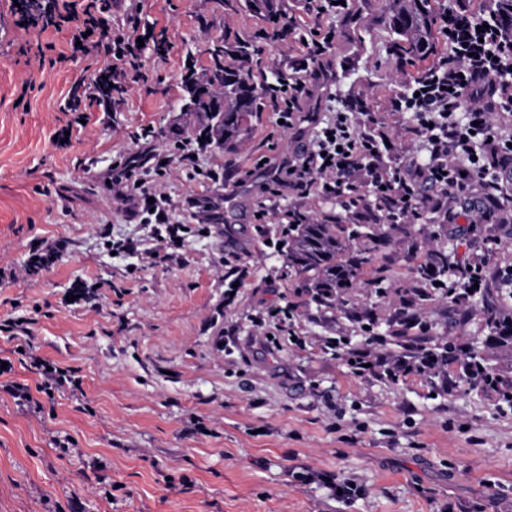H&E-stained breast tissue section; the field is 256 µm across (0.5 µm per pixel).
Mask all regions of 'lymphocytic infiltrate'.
<instances>
[{
	"label": "lymphocytic infiltrate",
	"mask_w": 512,
	"mask_h": 512,
	"mask_svg": "<svg viewBox=\"0 0 512 512\" xmlns=\"http://www.w3.org/2000/svg\"><path fill=\"white\" fill-rule=\"evenodd\" d=\"M455 0L440 18L449 53L430 65L424 76L406 82L392 101L395 111L409 113L412 129L420 137L421 152L385 163L383 143L369 129L368 109L347 103L313 127L310 149L299 156L272 164L275 196L292 193L317 195L331 200L346 198L355 208L366 199L385 214L391 224H421L428 214L443 212L449 223L461 214L452 200L479 185L487 202L503 206L504 179L498 159L512 157V0ZM112 0H18L11 6L16 30L62 31L75 26L72 55L104 58L93 83L76 85L64 110L74 119H89L92 109L110 111L120 92L119 70L136 67L139 40H150L152 31L133 38L107 27L106 13ZM351 0H307L301 21L291 71L283 78L272 99L285 128H293L304 99L313 63L327 59L332 42L322 34L324 19L345 16ZM128 180L118 198L135 217L153 214L152 238L159 246H179L190 233L187 224L169 221L170 200L150 196L133 180V167H126ZM374 338L348 350L353 374L360 378L384 377L397 381L411 375L443 373L438 361L377 352Z\"/></svg>",
	"instance_id": "f902f5d3"
}]
</instances>
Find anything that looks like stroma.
<instances>
[{
    "mask_svg": "<svg viewBox=\"0 0 512 512\" xmlns=\"http://www.w3.org/2000/svg\"><path fill=\"white\" fill-rule=\"evenodd\" d=\"M391 0H358L348 18L324 20L333 31L335 78L310 83L304 110L328 118L338 101L363 98L389 142L386 159L415 150L407 115L391 100L417 68L395 50L387 23ZM153 28L138 66L111 112L93 111L67 148L53 143L62 109L77 83L91 84L100 60L78 57L37 66L33 50L51 42L68 52L72 28L0 38V324L22 319L27 334L0 332V512H512V405L468 378L444 391L439 379L399 382L352 374L325 353L324 340L346 347L364 338L351 311L377 318L386 335L402 308L412 272L428 256L447 254L463 266L483 261L490 287L512 266V218L467 230L435 213L427 224H394L380 248V289L349 292L347 312L312 301L289 277L278 250L279 218L260 221L263 203L303 204L311 219L336 213L319 197L273 198L264 160L298 153L300 129L281 127L264 106L236 148H208L199 175L169 160L175 129L195 131L202 114L182 111L188 62L207 66L215 39L250 46L255 83L288 70L295 37L273 26L245 0H114L112 29L131 22ZM151 128V143L136 141ZM168 159L166 175L146 189L167 195L172 218L189 222L185 197L221 202L224 221L204 236H187L168 260H152V227L134 223L112 190L122 163L150 154ZM136 238L135 252H111L108 241ZM61 244L57 261L26 271L35 247ZM91 284L77 297L79 283ZM238 287L233 305L224 291ZM294 306L282 329L263 332L253 318L268 306ZM485 298L457 311L435 294L418 309L430 335L480 355L495 374L512 376V347L494 342ZM236 343L222 345L225 335ZM70 368L81 387L57 386L41 409L19 404L4 383L43 380L22 349ZM70 438L74 447L61 449ZM351 479L362 496H331L294 471Z\"/></svg>",
    "mask_w": 512,
    "mask_h": 512,
    "instance_id": "35a3bbf8",
    "label": "stroma"
}]
</instances>
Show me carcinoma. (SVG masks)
I'll return each instance as SVG.
<instances>
[{
	"instance_id": "carcinoma-1",
	"label": "carcinoma",
	"mask_w": 512,
	"mask_h": 512,
	"mask_svg": "<svg viewBox=\"0 0 512 512\" xmlns=\"http://www.w3.org/2000/svg\"><path fill=\"white\" fill-rule=\"evenodd\" d=\"M249 9L267 18L275 26L284 25L279 0H246ZM430 0H409L396 4L391 14V25L399 36V51L408 60H421V50L427 47L436 51L434 13ZM248 44L221 39L212 44L209 65L185 79L186 103L190 112L204 114L210 129V144L221 147L234 145L246 130L248 119L262 111L263 98L252 77L233 61H244ZM375 233H345L342 225L327 216L322 221L295 224L282 242V253L288 269L302 275L310 284L312 299L328 310H344L348 289L360 281L364 268L374 264L373 249L362 246L358 239H367ZM448 273V257L440 254L427 259L414 269L415 278L427 280V267ZM396 335L406 339L402 346L413 356H434L440 362L455 359L456 346L434 342L433 337L409 335L407 329L396 330Z\"/></svg>"
}]
</instances>
